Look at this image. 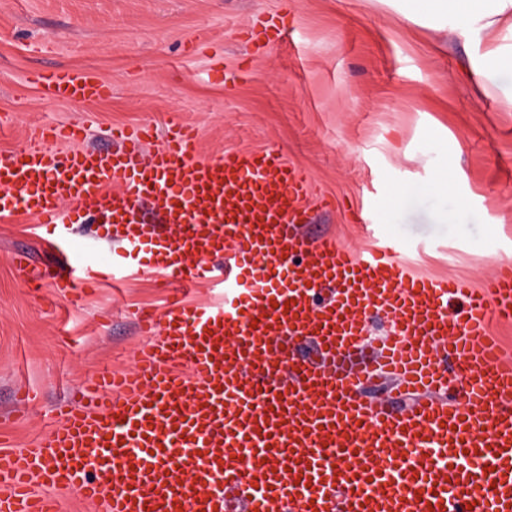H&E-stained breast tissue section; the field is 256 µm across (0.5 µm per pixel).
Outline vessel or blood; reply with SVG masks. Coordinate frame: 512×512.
I'll use <instances>...</instances> for the list:
<instances>
[{"instance_id": "1", "label": "vessel or blood", "mask_w": 512, "mask_h": 512, "mask_svg": "<svg viewBox=\"0 0 512 512\" xmlns=\"http://www.w3.org/2000/svg\"><path fill=\"white\" fill-rule=\"evenodd\" d=\"M281 34L274 16L250 27L261 47ZM39 79L62 102L112 93L67 69ZM83 138L35 128L0 158V216L52 226L65 265L73 225H105L113 272L148 251L169 283L223 272L224 299L141 315L130 370L0 451V512H58L35 483L100 512H512V352L491 332L512 323L511 265L475 288L410 274L389 244L359 257L313 240L309 177L275 148L205 157L183 123L161 140L149 124L120 131L113 151ZM147 200L164 229H149ZM383 378L410 404L361 399Z\"/></svg>"}]
</instances>
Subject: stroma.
<instances>
[{
	"label": "stroma",
	"instance_id": "1",
	"mask_svg": "<svg viewBox=\"0 0 512 512\" xmlns=\"http://www.w3.org/2000/svg\"><path fill=\"white\" fill-rule=\"evenodd\" d=\"M278 15L277 45L254 51L251 22ZM512 33L436 29L386 0H0V154L34 125L85 127L107 148L114 128L195 124L203 155L281 149L305 168L306 232L354 252L391 238L416 275L482 287L512 263V71L478 76ZM73 68L112 85L95 103H58L32 72ZM363 209L367 232L351 219ZM34 218L0 219V434L16 448L79 404L96 376L128 369L142 338L131 311L164 310L150 269L61 293L32 287L12 256L58 264Z\"/></svg>",
	"mask_w": 512,
	"mask_h": 512
}]
</instances>
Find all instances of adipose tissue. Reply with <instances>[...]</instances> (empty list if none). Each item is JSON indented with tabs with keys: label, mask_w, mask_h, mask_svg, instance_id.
Wrapping results in <instances>:
<instances>
[{
	"label": "adipose tissue",
	"mask_w": 512,
	"mask_h": 512,
	"mask_svg": "<svg viewBox=\"0 0 512 512\" xmlns=\"http://www.w3.org/2000/svg\"><path fill=\"white\" fill-rule=\"evenodd\" d=\"M449 16L466 25H498L512 31V0H425L415 14L436 25Z\"/></svg>",
	"instance_id": "obj_1"
}]
</instances>
